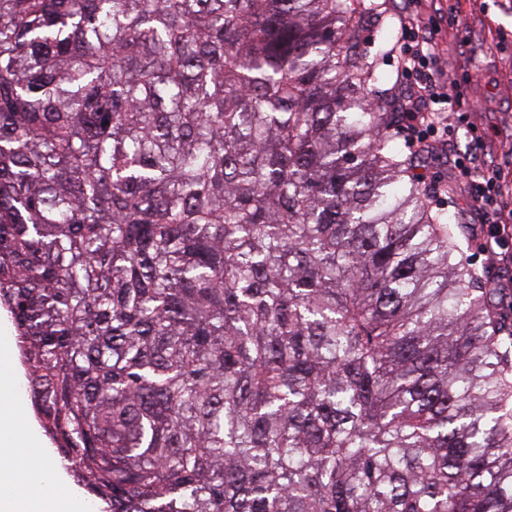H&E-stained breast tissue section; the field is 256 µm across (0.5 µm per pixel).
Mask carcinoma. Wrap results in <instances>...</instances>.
I'll return each instance as SVG.
<instances>
[{
	"label": "carcinoma",
	"mask_w": 512,
	"mask_h": 512,
	"mask_svg": "<svg viewBox=\"0 0 512 512\" xmlns=\"http://www.w3.org/2000/svg\"><path fill=\"white\" fill-rule=\"evenodd\" d=\"M353 0H0V307L103 512H512V314Z\"/></svg>",
	"instance_id": "obj_1"
}]
</instances>
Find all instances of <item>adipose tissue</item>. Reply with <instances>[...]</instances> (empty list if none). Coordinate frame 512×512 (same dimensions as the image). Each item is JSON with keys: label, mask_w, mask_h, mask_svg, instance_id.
Segmentation results:
<instances>
[{"label": "adipose tissue", "mask_w": 512, "mask_h": 512, "mask_svg": "<svg viewBox=\"0 0 512 512\" xmlns=\"http://www.w3.org/2000/svg\"><path fill=\"white\" fill-rule=\"evenodd\" d=\"M20 379L0 371V395L12 409L0 417V512H87L86 501L47 459L46 446L24 421Z\"/></svg>", "instance_id": "1"}]
</instances>
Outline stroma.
Instances as JSON below:
<instances>
[{"label":"stroma","instance_id":"stroma-1","mask_svg":"<svg viewBox=\"0 0 512 512\" xmlns=\"http://www.w3.org/2000/svg\"><path fill=\"white\" fill-rule=\"evenodd\" d=\"M378 18L363 25L361 44L376 55L378 67L388 82L397 78V54L392 47L397 35V17L414 13L422 17L424 34L435 50L434 70L457 73L480 62L482 72L470 94L478 104L472 120L482 137L474 145L467 130H459L452 142L434 140L435 150L418 173L429 191L435 210L444 212L455 224H477L469 201L455 183V172L448 165V149H474L480 167L512 168V8L498 0H373ZM459 16L467 23L458 31L449 22ZM464 258L488 287L500 289V302L512 299V259L490 258L480 252V238L469 234L462 244Z\"/></svg>","mask_w":512,"mask_h":512}]
</instances>
